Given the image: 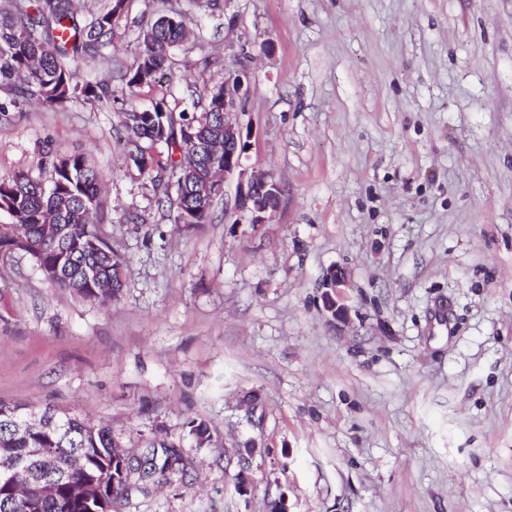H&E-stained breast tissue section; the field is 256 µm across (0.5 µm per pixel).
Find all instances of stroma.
I'll return each instance as SVG.
<instances>
[{
  "mask_svg": "<svg viewBox=\"0 0 512 512\" xmlns=\"http://www.w3.org/2000/svg\"><path fill=\"white\" fill-rule=\"evenodd\" d=\"M166 7L192 34L137 103L181 111L247 61L242 168L280 206L250 223L233 177L177 228L115 104L24 107L0 174L88 155L127 266L102 305L0 261V401L107 423L133 454L176 444L185 475L112 512H512V0H127L91 74ZM327 291L324 296L325 307L327 311L331 312L333 318L343 320L346 317V309L344 305L339 304L340 290L344 286V279L341 275L333 273L326 281ZM336 297V298H335Z\"/></svg>",
  "mask_w": 512,
  "mask_h": 512,
  "instance_id": "1",
  "label": "stroma"
}]
</instances>
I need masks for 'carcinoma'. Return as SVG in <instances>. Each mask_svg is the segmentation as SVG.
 Here are the masks:
<instances>
[{
  "instance_id": "obj_1",
  "label": "carcinoma",
  "mask_w": 512,
  "mask_h": 512,
  "mask_svg": "<svg viewBox=\"0 0 512 512\" xmlns=\"http://www.w3.org/2000/svg\"><path fill=\"white\" fill-rule=\"evenodd\" d=\"M126 0H110L107 8L93 11L88 0H10L0 10V86L13 92L9 103L0 102V115L9 108L22 111L26 101L61 105L74 99L121 103V131L130 165L141 174L165 172L184 175L197 172L191 182L167 197L175 223L195 226L210 217L213 199L201 194L200 174L204 158L195 144L176 136L175 128L194 124L201 139L224 135V85L214 87L207 100L192 103L201 113H178L176 125L168 115L166 96H158L148 107L120 98L105 80L80 83L82 65L103 56L112 44L115 28ZM180 12L157 14L142 34V46L120 74L127 88L154 87L165 73L170 52L187 41ZM167 128L165 150H153L154 138ZM48 183L24 171L0 175V213L9 222L0 228V254L30 256L51 284L76 297L108 302L119 298L125 283L126 261L118 255L92 222L100 212L103 176L83 154L44 153ZM23 404L0 402V463L25 460L28 448L55 449L54 490L39 493L42 467L32 463L24 472L29 483L25 497L11 486L0 484V512H85L86 505L72 497L77 485H104L108 499H127L144 491L147 483L167 481L184 471L176 446L165 441L150 444L143 461L128 464L124 476L112 485V427L90 425L78 416L60 414L54 433L18 432V411ZM184 428L198 445L210 438L203 420L188 419Z\"/></svg>"
}]
</instances>
